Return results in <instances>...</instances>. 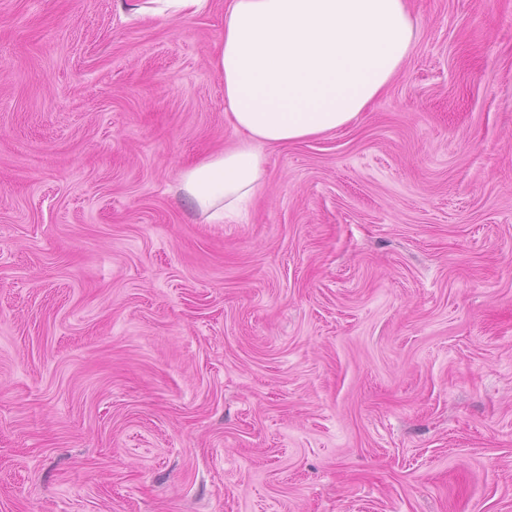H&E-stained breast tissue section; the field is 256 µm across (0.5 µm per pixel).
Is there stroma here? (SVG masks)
Returning a JSON list of instances; mask_svg holds the SVG:
<instances>
[{
  "mask_svg": "<svg viewBox=\"0 0 512 512\" xmlns=\"http://www.w3.org/2000/svg\"><path fill=\"white\" fill-rule=\"evenodd\" d=\"M0 0V512H512V0H409L236 223L220 6ZM210 0H144L137 9L142 17L194 16L209 8Z\"/></svg>",
  "mask_w": 512,
  "mask_h": 512,
  "instance_id": "obj_1",
  "label": "stroma"
}]
</instances>
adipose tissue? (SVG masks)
Listing matches in <instances>:
<instances>
[{"mask_svg": "<svg viewBox=\"0 0 512 512\" xmlns=\"http://www.w3.org/2000/svg\"><path fill=\"white\" fill-rule=\"evenodd\" d=\"M418 37L407 0H226L213 67L238 144L182 170L174 190L224 224L266 178V147L347 128L379 98Z\"/></svg>", "mask_w": 512, "mask_h": 512, "instance_id": "adipose-tissue-1", "label": "adipose tissue"}]
</instances>
